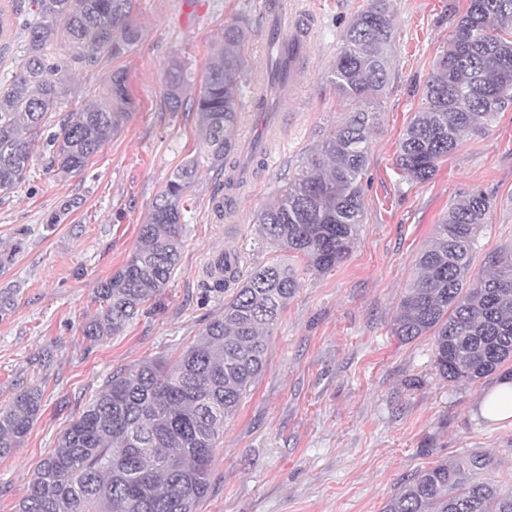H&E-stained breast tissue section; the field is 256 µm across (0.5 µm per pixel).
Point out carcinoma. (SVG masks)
Wrapping results in <instances>:
<instances>
[{
    "mask_svg": "<svg viewBox=\"0 0 512 512\" xmlns=\"http://www.w3.org/2000/svg\"><path fill=\"white\" fill-rule=\"evenodd\" d=\"M37 21L26 29V48L0 89V192L26 180L32 147L47 117L69 92L72 70L96 66L101 56L126 54L138 39L134 0H31ZM249 23L224 25V49L207 65L195 102L200 143L212 167L224 168L235 150L248 82L240 48ZM393 24L387 0L348 22L327 78L348 116L321 140L279 189L277 202L255 214L259 236L280 256L240 276L241 257L224 261L236 285L221 314L178 355L144 360L113 372L79 417L42 459L15 512H196L211 486L212 461L224 421L239 408L266 360L267 333L300 287L291 260L327 271L351 252L365 216L362 179L369 136L377 120L372 104L384 94L391 70ZM67 47L57 55L55 48ZM190 76L171 66L166 100L182 109ZM423 106L398 143L396 166L423 182L467 132L494 123L512 104V0H469L450 48L436 61L422 91ZM134 108L124 72L105 92L87 100L74 120L63 118L47 136L49 165L82 173L117 134ZM198 163L171 176L141 225L139 245L96 289L101 312L83 329L101 339L122 334L144 306L162 296L181 260L186 190ZM491 203L480 192L448 210L420 251V274L399 301L394 335L411 342L433 338L435 368L452 384L498 375L512 380V253L472 267ZM41 407L35 389L0 408V457L21 447ZM491 464L475 453L442 461L400 484L381 512H512V493L474 479Z\"/></svg>",
    "mask_w": 512,
    "mask_h": 512,
    "instance_id": "carcinoma-1",
    "label": "carcinoma"
}]
</instances>
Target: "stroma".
I'll return each mask as SVG.
<instances>
[{"label":"stroma","instance_id":"1","mask_svg":"<svg viewBox=\"0 0 512 512\" xmlns=\"http://www.w3.org/2000/svg\"><path fill=\"white\" fill-rule=\"evenodd\" d=\"M266 0H137L139 42L120 58L72 73L71 93L51 123L102 94L108 75L124 70L135 110L86 169L49 168L36 143L28 176L0 192V408L21 389L42 395L21 448L0 458V512H14L39 462L114 371L168 357L192 343L224 306L208 290L203 262L238 250L249 273L273 257L253 216L347 112L325 73L342 32L368 0H302L314 10L313 61L285 97L287 118L262 126L244 108L239 142L263 139L267 152L218 212L226 172L211 169L191 106L199 78L220 48L225 22L250 20L243 47L250 78L267 74ZM468 0H390L395 27L387 91L376 105L363 180L366 217L350 256L325 271H301V285L271 329L264 371L224 423L211 487L198 512H381L397 487L441 460L489 454L481 479L512 492V419L481 418L495 379L448 384L433 364V341L392 333L396 306L417 274L416 260L448 209L478 191L492 208L473 270L512 250V109L488 130L465 135L435 175L417 182L395 165L396 149L422 107V89L448 48ZM181 62L193 76L182 111L165 101L167 73ZM199 163L186 192L181 263L165 294L144 307L122 335L84 336L99 305L101 281L128 260L152 204L170 175Z\"/></svg>","mask_w":512,"mask_h":512}]
</instances>
